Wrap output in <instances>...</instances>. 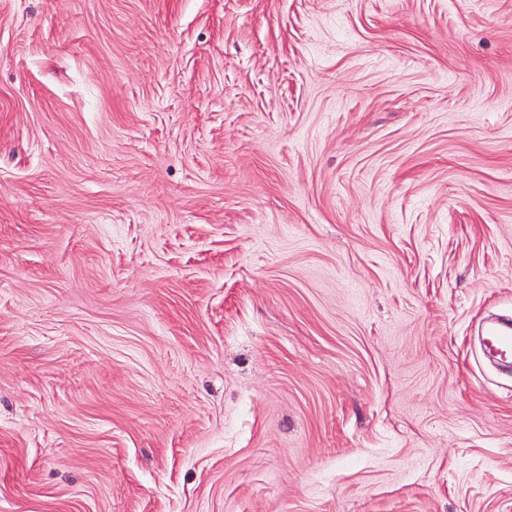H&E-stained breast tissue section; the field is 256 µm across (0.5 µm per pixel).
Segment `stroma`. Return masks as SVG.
<instances>
[{
	"mask_svg": "<svg viewBox=\"0 0 512 512\" xmlns=\"http://www.w3.org/2000/svg\"><path fill=\"white\" fill-rule=\"evenodd\" d=\"M512 0H0V512H512ZM481 335L485 336L487 346L502 359L512 356V323L489 322L482 326Z\"/></svg>",
	"mask_w": 512,
	"mask_h": 512,
	"instance_id": "stroma-1",
	"label": "stroma"
}]
</instances>
